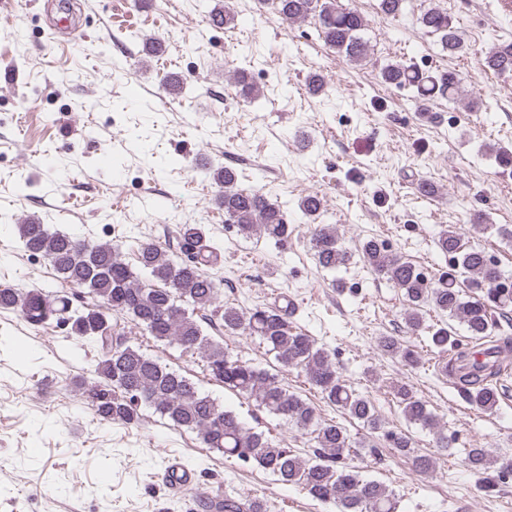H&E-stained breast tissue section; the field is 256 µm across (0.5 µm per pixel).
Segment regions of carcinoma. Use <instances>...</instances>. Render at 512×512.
<instances>
[{"mask_svg":"<svg viewBox=\"0 0 512 512\" xmlns=\"http://www.w3.org/2000/svg\"><path fill=\"white\" fill-rule=\"evenodd\" d=\"M281 21L291 24L315 21L319 38L347 60L360 64L371 46L362 36L368 20L358 10L340 0H262ZM407 0H378V11L386 17L401 14ZM418 23L437 38L441 50L450 56L465 50L464 41L448 12L431 7ZM483 67L496 74L512 72V41L500 42L484 55ZM382 80L408 87L425 101L463 99L462 80L453 71L435 75L415 66L388 64ZM218 186L215 203L224 209L225 221L245 237L259 235L274 242L288 237V216L280 205L258 190L237 186L231 169H212ZM324 204L317 194L302 198L299 209L314 223L311 241L317 264L334 272L348 264L350 253L341 245L333 226L318 224ZM24 249L47 260L61 281L77 288L88 302L69 308L67 295L40 289L22 290L0 286V309L13 310L32 325L42 326L54 319L69 323V333L89 339L97 347L96 380L84 388L99 420L136 425L141 408L148 407L176 427L197 432L205 448L235 457L276 476L285 484L304 488L315 500L334 501L341 512H397L393 490L367 479L347 463L353 441L340 424L321 422L315 408L288 391L279 375L235 357L224 344L205 334L203 325H219L230 335L256 337L274 354L284 370L299 369L308 383L338 411L362 424L371 434L379 431L390 446L403 455H414L415 467L427 471L432 461L414 454L410 438L402 432L384 430L374 404L358 394L339 375L329 351L290 321V306L242 308L220 301L223 283L209 276L205 267L217 263L221 247L206 238L202 225L182 224L178 228L180 254L191 255L187 262L179 254L153 243L137 248V266L126 263L119 248L110 242H93L67 233L53 232L47 225L29 219L18 225ZM440 252L452 259L448 271L429 277L408 259L388 249L383 241L370 239L361 252L372 270L387 278L404 293L407 329L427 331L432 345L448 357L440 371L454 379L463 397L475 410L493 413L499 403V380L504 375L512 341L473 344L492 338L500 328L499 317L512 311V287L500 265L481 246H466L461 228L450 225L437 239ZM470 290L464 296L462 288ZM448 316L450 323L437 329L425 325L424 308ZM127 316L143 327L155 341L175 344L184 352L198 354L205 371L216 382L255 401L256 405L310 435L315 457L306 458L280 442L244 425L235 410L203 393L183 374L163 365L140 348L112 333V317ZM464 336H459L456 326ZM378 347L388 355L413 366L419 353L395 336H382ZM406 421L428 428L435 434L436 447L448 449L454 437L439 425L425 400L406 382L389 385ZM506 458L486 448H471L470 468L492 489L504 476ZM214 512H243L236 500L218 497L209 501Z\"/></svg>","mask_w":512,"mask_h":512,"instance_id":"cac0c4a2","label":"carcinoma"}]
</instances>
